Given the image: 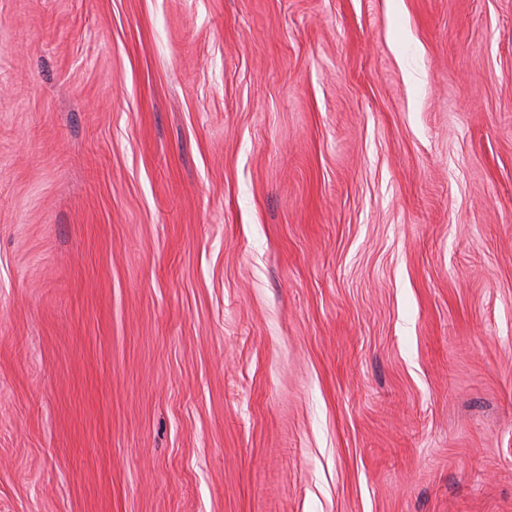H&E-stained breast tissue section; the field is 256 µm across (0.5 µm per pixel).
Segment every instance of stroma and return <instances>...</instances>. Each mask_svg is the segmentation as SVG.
Wrapping results in <instances>:
<instances>
[{"mask_svg": "<svg viewBox=\"0 0 512 512\" xmlns=\"http://www.w3.org/2000/svg\"><path fill=\"white\" fill-rule=\"evenodd\" d=\"M0 512H512V0H0Z\"/></svg>", "mask_w": 512, "mask_h": 512, "instance_id": "obj_1", "label": "stroma"}]
</instances>
